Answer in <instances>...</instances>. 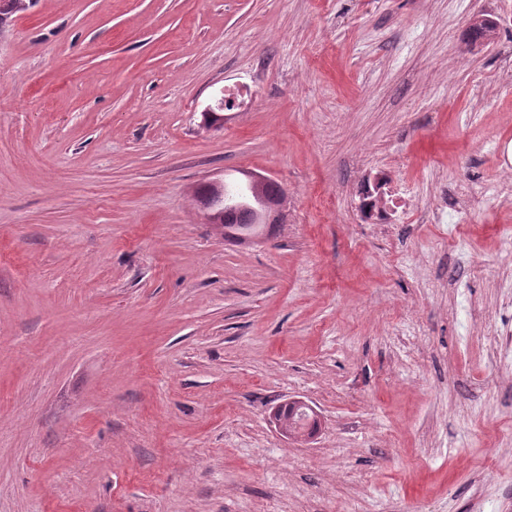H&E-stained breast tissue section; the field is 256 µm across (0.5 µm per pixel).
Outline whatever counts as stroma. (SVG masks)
Listing matches in <instances>:
<instances>
[{"instance_id":"stroma-1","label":"stroma","mask_w":512,"mask_h":512,"mask_svg":"<svg viewBox=\"0 0 512 512\" xmlns=\"http://www.w3.org/2000/svg\"><path fill=\"white\" fill-rule=\"evenodd\" d=\"M508 168L512 0H31L0 27V512H512ZM248 172L286 202L238 245L197 193ZM311 417L312 414L309 411L304 413V411L301 408H295L289 402L288 405L286 404L284 407L280 406L277 414V418L279 419L281 424L286 429H288V433L296 437H302L309 433L310 436H312L315 432L318 431L317 424H315V427L312 429L309 427V420L311 419Z\"/></svg>"}]
</instances>
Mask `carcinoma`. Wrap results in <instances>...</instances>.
Segmentation results:
<instances>
[{
    "mask_svg": "<svg viewBox=\"0 0 512 512\" xmlns=\"http://www.w3.org/2000/svg\"><path fill=\"white\" fill-rule=\"evenodd\" d=\"M497 23L490 18H481L471 24L472 32L483 41L494 39ZM240 201L233 206L221 205L209 208L211 223L227 241L237 243L256 236L266 224L272 206L284 200L283 190L270 180L241 185ZM312 414L291 404L279 408L277 418L288 429V433L302 437L317 432L310 427Z\"/></svg>",
    "mask_w": 512,
    "mask_h": 512,
    "instance_id": "cac0c4a2",
    "label": "carcinoma"
}]
</instances>
